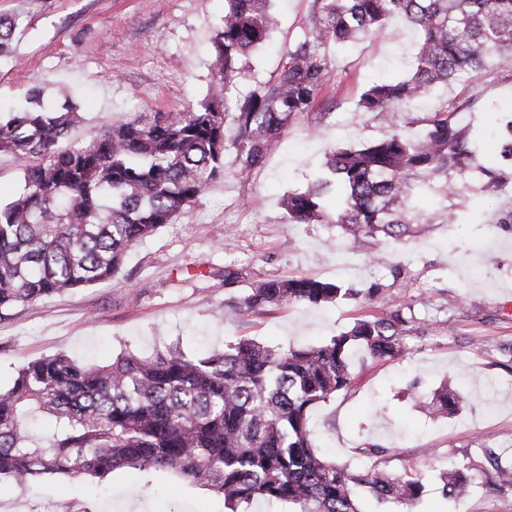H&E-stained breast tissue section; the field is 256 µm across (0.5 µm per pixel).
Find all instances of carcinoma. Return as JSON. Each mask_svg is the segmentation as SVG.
Returning a JSON list of instances; mask_svg holds the SVG:
<instances>
[{"label":"carcinoma","mask_w":512,"mask_h":512,"mask_svg":"<svg viewBox=\"0 0 512 512\" xmlns=\"http://www.w3.org/2000/svg\"><path fill=\"white\" fill-rule=\"evenodd\" d=\"M219 63L207 100L187 112H156L117 120L99 136L60 144L78 122L72 106L38 104L0 120V154L17 161L21 188L0 202V318L19 304L111 281L137 243L172 223L209 186L251 173L270 144L297 116L314 110L333 78L326 47L357 41L403 21L417 35L411 73L375 83L357 110L379 118L386 135L360 147L334 146L326 176L283 196L291 224H335L371 263L384 238L405 242L424 235L431 220L418 207L425 196H462L470 172L496 195L512 183V120L498 163L478 153L470 128L456 120L471 108L468 83L487 72L512 73V0H313L312 17L288 50L273 81L227 103L239 59L270 38L272 0H225ZM19 16L0 14V57L9 53ZM463 83L440 102L421 135L401 131V112L436 87ZM342 193L330 212L322 199ZM364 292L313 277L270 278L251 284L227 306L241 315L294 303L334 304ZM398 309L363 316L316 346H270L242 336L204 356L172 343L152 355L119 353L108 364L78 363L64 353L21 367L0 389V480L22 487L60 474L104 480L114 471H167L208 490L224 512H250L257 499L289 512H363L365 489L389 512H411L423 495L418 475L380 466L357 469L324 458L309 420L312 410L353 385L351 351L373 360L403 356L418 331ZM466 394L443 383L422 400L434 418L461 411ZM493 485L512 488V468L489 460ZM443 495L466 498V468L441 475Z\"/></svg>","instance_id":"1"}]
</instances>
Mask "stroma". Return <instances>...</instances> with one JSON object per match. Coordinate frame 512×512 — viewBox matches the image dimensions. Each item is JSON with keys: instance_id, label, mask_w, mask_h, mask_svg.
<instances>
[{"instance_id": "1", "label": "stroma", "mask_w": 512, "mask_h": 512, "mask_svg": "<svg viewBox=\"0 0 512 512\" xmlns=\"http://www.w3.org/2000/svg\"><path fill=\"white\" fill-rule=\"evenodd\" d=\"M21 14L10 57L0 58V112L28 106L40 93L45 108L75 106L80 122L69 143L94 139L113 121L199 106L217 72L215 44L224 0H0ZM312 0H273V33L241 60L232 97L269 81L311 18ZM416 37L396 23L375 37L329 50L334 79L326 117L299 115L269 146L262 166L237 177L235 151L226 175L173 224L133 247L119 279L21 304L0 319V387L29 361L58 352L106 363L129 349L148 355L170 342L201 354L242 336L270 345H317L356 318L383 316L408 304L419 333L403 358L352 361L353 387L318 406L311 425L328 459L362 468L359 449L388 447L381 466L416 472L425 485L413 512H512V491L489 485V453L512 464V231L496 226V209L512 208V185L491 198L471 186L453 224H434L422 237L385 240L383 261L366 264L332 224L289 223L281 198L310 184L334 145L359 146L380 137L374 115L358 112L374 81L405 75ZM473 106L461 115L485 155L502 110H512V74L484 76L468 89ZM404 266L409 288L394 282ZM238 277L225 284V270ZM309 275L356 289L381 284L373 300L302 304L242 316L227 308L250 282ZM463 380L470 404L447 419L420 409L440 382ZM455 464L476 487L465 500H445L436 478ZM0 512H224L205 489L178 476L113 472L104 483L51 476L18 488L0 481Z\"/></svg>"}]
</instances>
